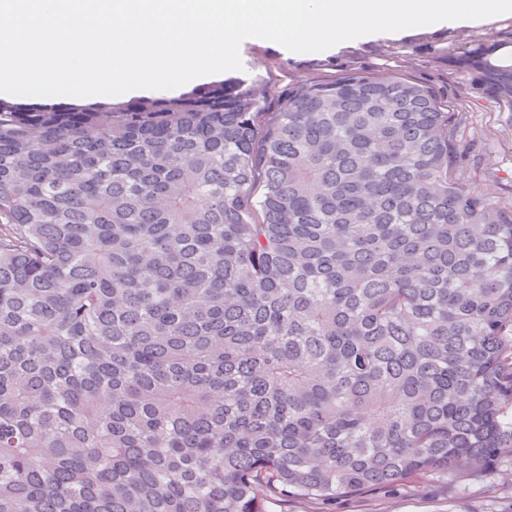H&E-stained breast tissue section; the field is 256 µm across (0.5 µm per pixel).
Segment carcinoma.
I'll use <instances>...</instances> for the list:
<instances>
[{"label": "carcinoma", "instance_id": "cac0c4a2", "mask_svg": "<svg viewBox=\"0 0 512 512\" xmlns=\"http://www.w3.org/2000/svg\"><path fill=\"white\" fill-rule=\"evenodd\" d=\"M512 106V70L448 49ZM0 98V512H267L512 458V201L349 71L269 114Z\"/></svg>", "mask_w": 512, "mask_h": 512}]
</instances>
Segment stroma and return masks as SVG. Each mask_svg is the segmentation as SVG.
Returning a JSON list of instances; mask_svg holds the SVG:
<instances>
[{"mask_svg":"<svg viewBox=\"0 0 512 512\" xmlns=\"http://www.w3.org/2000/svg\"><path fill=\"white\" fill-rule=\"evenodd\" d=\"M502 42L512 44V20L453 30L434 23L399 39L377 38L311 53L246 41L240 47L241 75L271 87L265 102L269 112L276 111L281 91L349 69L427 84L467 114L459 133L467 149L458 169L460 179L511 200L512 107L472 92L468 74L448 62L449 46L483 51ZM268 512H512V462L503 461L478 474L460 470L450 477L427 475L391 489L368 490L328 503L273 501Z\"/></svg>","mask_w":512,"mask_h":512,"instance_id":"35a3bbf8","label":"stroma"}]
</instances>
